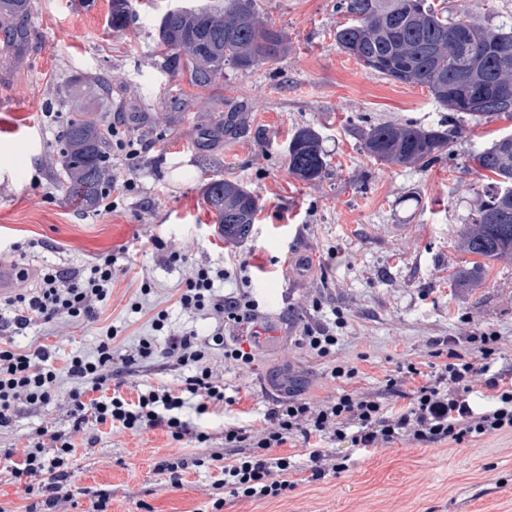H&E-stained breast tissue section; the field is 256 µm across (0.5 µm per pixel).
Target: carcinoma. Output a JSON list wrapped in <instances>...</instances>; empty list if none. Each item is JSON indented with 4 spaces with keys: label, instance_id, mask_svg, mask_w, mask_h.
<instances>
[{
    "label": "carcinoma",
    "instance_id": "obj_1",
    "mask_svg": "<svg viewBox=\"0 0 512 512\" xmlns=\"http://www.w3.org/2000/svg\"><path fill=\"white\" fill-rule=\"evenodd\" d=\"M29 8L30 0H0V23ZM134 8L133 0H111L112 29H126ZM336 11L346 19L336 25L341 51L390 80L428 88L450 111L447 120L427 128L383 122L363 130V152L375 162L427 165L462 136L463 119L477 123L512 114V94L502 98L489 92L481 102L474 99L482 87L512 90V25H481L471 13L457 16L434 0H336ZM157 39L172 60L185 55L194 61L200 84L223 77L226 64L250 70L287 50L283 32L260 19L257 0L174 7L160 18ZM111 139L106 121L74 104L59 137L60 177L67 198L83 211L97 209L111 190ZM473 161L492 178L459 237L464 251L477 257L464 277L482 280L487 262L512 258V134L476 152ZM328 167L319 132L308 125L296 129L288 142L289 171L310 182L324 178ZM203 197L225 239L250 237L260 210L250 190L212 178Z\"/></svg>",
    "mask_w": 512,
    "mask_h": 512
}]
</instances>
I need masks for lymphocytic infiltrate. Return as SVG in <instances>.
Instances as JSON below:
<instances>
[{"label": "lymphocytic infiltrate", "instance_id": "1", "mask_svg": "<svg viewBox=\"0 0 512 512\" xmlns=\"http://www.w3.org/2000/svg\"><path fill=\"white\" fill-rule=\"evenodd\" d=\"M114 260L104 257L84 271L45 268L35 289L8 298V315L0 317V428L10 427L16 409L23 404L46 406L57 398L60 377H68L74 387L69 394L70 433L41 428L37 438L17 454H5L0 466L12 475L35 481L43 496V512H59L62 503L74 497L76 488L71 459L75 454L72 434L88 426L107 424L133 434L162 429L174 441L194 436L198 443L211 440L209 433L193 431L183 411L194 408L196 414L210 407L233 405L224 383L211 361V351L220 346L225 361L239 369L250 368L252 352L224 343V322L257 318L259 304L248 294L224 296L218 282L228 278L223 268L201 265L193 268L178 297L183 309L211 315L218 326L212 336L202 340L194 332L175 331L166 310L151 319L153 333L142 338L134 352L117 353L112 342L116 329H107L94 355L69 356L64 366L55 367L54 351L38 346L26 351L11 343L33 323L96 318L112 292ZM164 340H157V333ZM497 336L483 333L466 341L451 338L442 341L432 355L437 362L431 375L419 379L415 366L406 376H386L379 394L344 393L336 399L315 404L300 397L296 388H280L274 402L263 415L261 428L253 430L235 424L224 427V446L207 455L187 460L168 458L156 470L178 485L188 467L210 462L220 465V477L212 487L218 495L213 512H222L227 499H276L294 488L291 479L298 469L293 456L278 449L296 438L308 441L307 456L311 480L350 470L352 457H335L321 448L320 440L333 439L350 444L366 454L378 446L398 440L425 446L459 444L489 434L512 433V380L494 371L498 355ZM169 359L186 374L175 388H157L143 392L140 400L129 401L114 385L123 369L150 361L156 356ZM415 379L405 389L407 379ZM491 391V403L477 407L473 401L475 385ZM406 398L399 410L387 404L388 395Z\"/></svg>", "mask_w": 512, "mask_h": 512}]
</instances>
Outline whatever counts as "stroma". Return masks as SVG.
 <instances>
[{
  "label": "stroma",
  "instance_id": "1",
  "mask_svg": "<svg viewBox=\"0 0 512 512\" xmlns=\"http://www.w3.org/2000/svg\"><path fill=\"white\" fill-rule=\"evenodd\" d=\"M180 1L201 2L135 0L134 24L115 32L110 0H30L16 19L29 40L21 56L0 29V265L80 270L107 255L117 259L112 294L96 319L37 323L15 345L91 355L112 325L122 353L150 334L161 309L174 329L208 338L215 320L184 311L177 298L194 266H231L220 293H250L262 311L287 321L288 334L258 349L247 371L213 350L227 394L239 399L191 418L216 448L225 424L260 428L273 376L283 371L315 403L348 388L376 393L385 375L408 364L430 374L433 340L483 331L499 336L498 364L512 369V259L491 262L482 283L468 284L460 273L472 257L458 236L484 185L467 172L469 156L512 121L468 124L449 154L422 167L376 163L361 149L362 128L386 121L429 127L447 112L428 88L387 80L337 47L343 17L336 0H259L264 19L283 31L286 54L249 71L225 66L211 84L196 82L187 59L168 66L156 47L161 16ZM75 99L114 124L118 139L147 146L134 166L112 147L113 182L135 186L111 193L106 209H75L56 176L59 133ZM233 113L242 124L219 132ZM304 125L319 131L329 161L315 182L287 165L288 141ZM214 177L240 182L259 199L246 242L225 241L204 203ZM173 250L186 252L187 262L168 263ZM303 258L307 275L291 279ZM337 319L335 355L320 358L299 344L305 326ZM342 362L359 368L346 383L331 377ZM181 376L158 357L123 375L122 393L133 400L144 387L175 386ZM73 387L60 378L55 404L19 408L0 430V452L25 446L43 426L69 431ZM73 441L76 486L111 490L109 512H137L140 500L154 512H209L217 470L188 469L177 487L154 472L161 460L197 456L195 440L105 424ZM222 512H512V435L454 448L397 441L341 475L301 478L283 497L232 501Z\"/></svg>",
  "mask_w": 512,
  "mask_h": 512
}]
</instances>
